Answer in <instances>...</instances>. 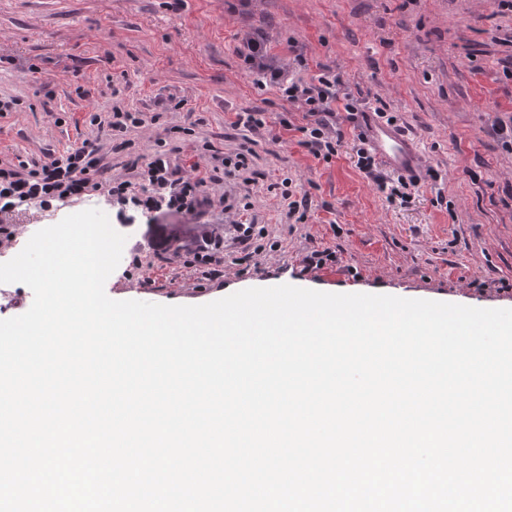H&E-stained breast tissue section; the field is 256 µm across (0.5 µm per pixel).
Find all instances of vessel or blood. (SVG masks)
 Wrapping results in <instances>:
<instances>
[{"label": "vessel or blood", "mask_w": 512, "mask_h": 512, "mask_svg": "<svg viewBox=\"0 0 512 512\" xmlns=\"http://www.w3.org/2000/svg\"><path fill=\"white\" fill-rule=\"evenodd\" d=\"M365 138L371 149L397 172L412 175L421 167L420 147L416 139L401 128L378 119H369Z\"/></svg>", "instance_id": "1"}]
</instances>
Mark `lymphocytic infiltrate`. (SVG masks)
Instances as JSON below:
<instances>
[{
    "mask_svg": "<svg viewBox=\"0 0 512 512\" xmlns=\"http://www.w3.org/2000/svg\"><path fill=\"white\" fill-rule=\"evenodd\" d=\"M237 54L257 88H275L283 100L301 108L303 124H294L284 116L279 120L282 130L294 135L297 145L307 155L321 162H331L345 138L344 131L336 125L337 112H344L346 121L356 127L366 116L360 101L352 94L337 93L340 77L324 66L310 68L299 53L294 56V66L280 65L273 47L258 35L244 38ZM264 124V110L254 108L236 113L232 126L245 129L246 135L234 154L222 158L225 177L234 178L250 171L256 151L248 133ZM102 150L100 141L86 140L81 146L41 163L22 162L0 167V212L26 200H66L90 188L146 212L167 207L192 213L212 203L209 189L215 176L209 167L192 163L193 174L186 177L167 155L154 156L147 163L143 176L154 186L155 192L141 197L131 193L130 183L103 178ZM355 153L357 168L376 183L388 203L404 206L411 202L418 188L417 180L384 176L368 149L360 146ZM273 236L268 225L239 222L234 226L231 239L207 233L197 238L187 252H172L171 259L184 269L187 280L198 285L223 278L239 260L262 255L266 240Z\"/></svg>",
    "mask_w": 512,
    "mask_h": 512,
    "instance_id": "obj_1",
    "label": "lymphocytic infiltrate"
}]
</instances>
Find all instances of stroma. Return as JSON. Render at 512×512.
Listing matches in <instances>:
<instances>
[{
  "label": "stroma",
  "mask_w": 512,
  "mask_h": 512,
  "mask_svg": "<svg viewBox=\"0 0 512 512\" xmlns=\"http://www.w3.org/2000/svg\"><path fill=\"white\" fill-rule=\"evenodd\" d=\"M512 28L498 0H0V99L17 100L0 117V160L40 161L95 139L93 114L120 106L146 122L132 148L106 153V174L136 191L152 188L133 157L210 162L235 152L234 113L262 107L255 132L262 176L217 178L204 214L119 209L98 191L46 204L27 202L0 222L52 225L96 202L125 234L121 264L132 279L107 282L115 300L169 305L208 303L250 287L290 284L326 293L387 294L480 308H512V150L498 119L512 115V78L497 64L505 47L493 27ZM262 29L280 63L295 42L309 65L335 71L343 89L396 115L418 139L435 179L411 203L392 206L355 166L352 140L330 163L272 136L282 113L301 112L246 76L235 48ZM308 193L307 224L285 230L280 185ZM250 203L244 219L281 227L280 247L241 262L223 284L174 292L175 267L132 268L135 249L176 247L213 224L231 223L223 196ZM335 248V270L299 273L302 253ZM357 275H350L348 267Z\"/></svg>",
  "instance_id": "stroma-1"
}]
</instances>
